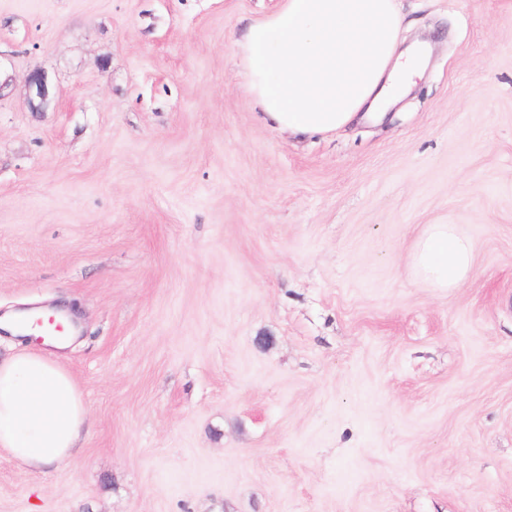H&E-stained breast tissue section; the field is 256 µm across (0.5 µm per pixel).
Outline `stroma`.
I'll return each mask as SVG.
<instances>
[{
	"label": "stroma",
	"instance_id": "obj_1",
	"mask_svg": "<svg viewBox=\"0 0 512 512\" xmlns=\"http://www.w3.org/2000/svg\"><path fill=\"white\" fill-rule=\"evenodd\" d=\"M280 4L0 0V315L78 330L0 358L87 407L59 469L0 450V512H512V0H396L423 77L324 136L253 109ZM430 224L458 287L411 272ZM26 85L31 110L43 112L53 99V87L47 73L39 68L31 70L27 75ZM411 270L431 288H455L474 271L473 243L454 224H430L416 243Z\"/></svg>",
	"mask_w": 512,
	"mask_h": 512
}]
</instances>
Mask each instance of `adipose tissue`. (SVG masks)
<instances>
[{
	"instance_id": "ef3b65f1",
	"label": "adipose tissue",
	"mask_w": 512,
	"mask_h": 512,
	"mask_svg": "<svg viewBox=\"0 0 512 512\" xmlns=\"http://www.w3.org/2000/svg\"><path fill=\"white\" fill-rule=\"evenodd\" d=\"M395 0H282L241 43L252 100L277 129L332 134L396 104L426 60L400 49ZM416 278L442 290L474 271V246L453 224H432L411 260ZM86 420L74 379L35 353L0 360V448L43 467L71 459Z\"/></svg>"
}]
</instances>
